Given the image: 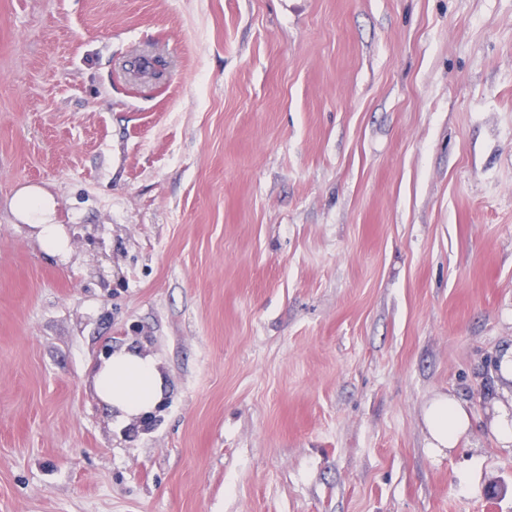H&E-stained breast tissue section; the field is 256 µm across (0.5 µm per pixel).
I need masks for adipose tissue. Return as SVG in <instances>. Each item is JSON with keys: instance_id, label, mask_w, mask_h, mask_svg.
Segmentation results:
<instances>
[{"instance_id": "1", "label": "adipose tissue", "mask_w": 512, "mask_h": 512, "mask_svg": "<svg viewBox=\"0 0 512 512\" xmlns=\"http://www.w3.org/2000/svg\"><path fill=\"white\" fill-rule=\"evenodd\" d=\"M53 211L52 198L39 186L21 187L15 195L16 218L36 229L44 251L63 256L68 240L60 225L53 223ZM93 384L98 398L125 425L143 420L167 391L160 361L137 346L123 347L105 359L95 370ZM424 422L436 449L457 447L472 428L467 403L453 393L437 395L425 411Z\"/></svg>"}]
</instances>
